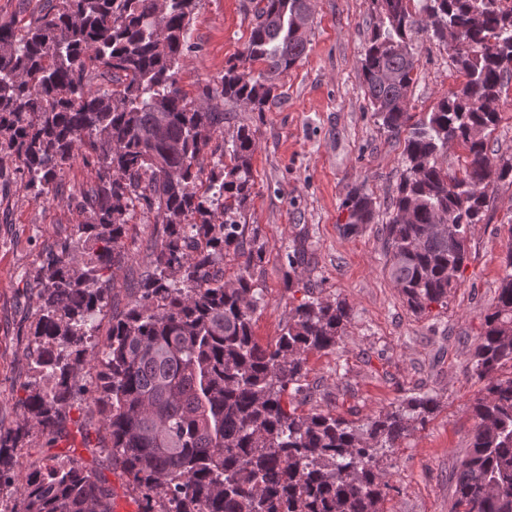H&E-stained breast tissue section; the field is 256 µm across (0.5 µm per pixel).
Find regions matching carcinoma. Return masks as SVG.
<instances>
[{"label":"carcinoma","mask_w":512,"mask_h":512,"mask_svg":"<svg viewBox=\"0 0 512 512\" xmlns=\"http://www.w3.org/2000/svg\"><path fill=\"white\" fill-rule=\"evenodd\" d=\"M371 0L360 71L374 116L404 139V170L384 226L390 278L408 306L446 305L482 223L489 189L512 183V159L490 156L483 133L512 76V0ZM198 0H45L19 29L0 23V153L14 157L34 196L57 195L79 157L98 168L80 194L89 213L75 237L48 247L36 275L27 343V418L49 443L68 436L82 371L94 363L92 411L103 448L141 512H381L387 487L379 452L395 448L437 408L411 396L363 426L330 411L299 409L307 355L336 349L350 317L343 300L311 297L292 309L275 343L260 344L253 319L263 297L252 271L263 249L245 246L242 211L252 193L255 134L224 137V113L187 100L179 87L186 31ZM310 0H255L242 58L207 96L264 112L276 80L306 54L296 19ZM448 46L462 87L412 122L408 93L416 29ZM457 33L448 43V30ZM261 63L256 71L252 64ZM223 143L210 144L216 137ZM464 146L462 170L439 156ZM212 167L201 179L200 155ZM163 224L153 260L129 301L112 312L104 341L93 315L114 290L128 215L135 207ZM344 229L375 223L376 202L354 190ZM445 219L435 229L438 216ZM496 306L474 350L483 383L477 420L454 490L452 512H512V225ZM238 272L224 280V258ZM511 372H504L505 368ZM29 430H0V485L23 476L20 512H112V485L76 454L22 463Z\"/></svg>","instance_id":"cac0c4a2"}]
</instances>
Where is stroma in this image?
Masks as SVG:
<instances>
[{"label": "stroma", "instance_id": "stroma-1", "mask_svg": "<svg viewBox=\"0 0 512 512\" xmlns=\"http://www.w3.org/2000/svg\"><path fill=\"white\" fill-rule=\"evenodd\" d=\"M307 52L278 80L279 97L263 112L207 97L225 67L241 57L249 39L250 0H200L187 30L190 50L181 61L179 85L188 99L222 111L224 129L255 133L253 188L242 221L246 237L262 247L253 271L263 303L254 317L261 344L276 340L302 299L348 303L350 319L336 350L307 360L303 411L323 410L364 424L401 399L423 393L437 410L415 425L379 459L388 487L383 512H450L453 490L475 427L472 406L482 384L471 370L484 317L496 304L502 261L512 236V184L489 190L482 224L472 231L468 258L447 305L413 312L386 267L382 231L403 170V137L389 135L373 116L362 86L359 60L375 18L369 0H312ZM416 69L408 109L424 118L464 77L446 46L423 31L413 35ZM499 120L486 133L490 156L512 158V81L498 102ZM96 181L82 160L67 166L57 197L34 198L17 161L0 159V428L22 418L21 385L34 309L35 273L47 246L64 239L85 213L76 203ZM370 194L375 223L343 235V203L354 187ZM162 235L153 215L134 210L121 242L124 262L114 271V304H126V288L150 265L151 246ZM302 251L298 265L288 263ZM88 471L108 478L116 512H139L141 501L119 476L111 458L84 453Z\"/></svg>", "mask_w": 512, "mask_h": 512}]
</instances>
